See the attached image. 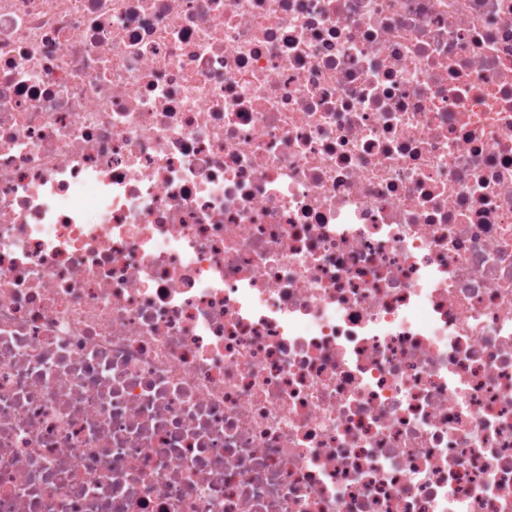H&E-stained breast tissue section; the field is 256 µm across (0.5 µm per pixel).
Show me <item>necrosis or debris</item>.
<instances>
[{
    "mask_svg": "<svg viewBox=\"0 0 512 512\" xmlns=\"http://www.w3.org/2000/svg\"><path fill=\"white\" fill-rule=\"evenodd\" d=\"M0 512H512V0H0Z\"/></svg>",
    "mask_w": 512,
    "mask_h": 512,
    "instance_id": "1",
    "label": "necrosis or debris"
}]
</instances>
